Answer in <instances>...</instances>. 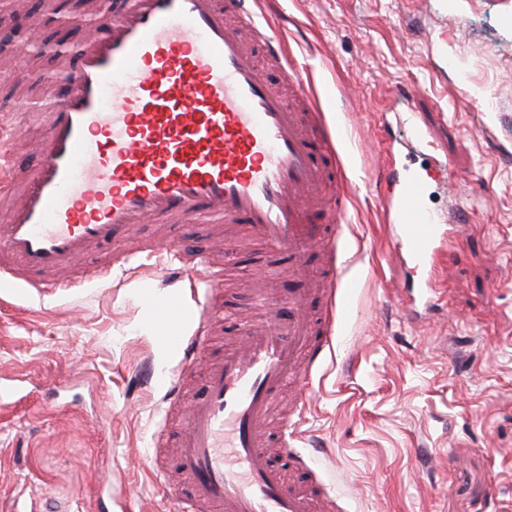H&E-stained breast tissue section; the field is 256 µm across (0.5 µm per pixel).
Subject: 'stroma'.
<instances>
[{
	"mask_svg": "<svg viewBox=\"0 0 512 512\" xmlns=\"http://www.w3.org/2000/svg\"><path fill=\"white\" fill-rule=\"evenodd\" d=\"M23 2L0 0V33L23 30L0 46L13 90L0 97V121L33 138L52 109L43 80L68 70L94 6ZM55 8L68 25L50 21ZM260 9L338 126L359 271L339 329L327 331L326 366L282 394L311 396L297 429L314 461L301 470L278 454L274 463L295 489L321 481L344 512H512V26L501 24L512 0H262ZM403 88L415 89L414 100ZM387 111L417 116L450 162L425 198L432 212L456 206L458 181L485 190L468 202L452 264L436 271V308L411 319L405 306L419 275L391 259L376 175L392 161L421 174L431 159L397 154ZM160 236L215 257L224 319L191 372L160 340L162 319L141 288L148 279L157 292L177 291L162 268L96 281L103 248L78 265L89 284L0 298V512H43L49 499L67 512H175L187 497L175 460L180 412L167 407L166 389L180 380L198 392L245 320L265 319L262 279L279 274L274 303L292 283L287 261L263 244L240 241L226 257L223 225L200 218L140 224L126 240ZM162 428L157 450L152 435Z\"/></svg>",
	"mask_w": 512,
	"mask_h": 512,
	"instance_id": "35a3bbf8",
	"label": "stroma"
}]
</instances>
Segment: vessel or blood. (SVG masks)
I'll use <instances>...</instances> for the list:
<instances>
[{
  "instance_id": "vessel-or-blood-1",
  "label": "vessel or blood",
  "mask_w": 512,
  "mask_h": 512,
  "mask_svg": "<svg viewBox=\"0 0 512 512\" xmlns=\"http://www.w3.org/2000/svg\"><path fill=\"white\" fill-rule=\"evenodd\" d=\"M257 39L297 99H311L282 36L247 0H114L44 135L27 139L0 123V188L17 197L0 224L1 289L56 293L55 272L127 227L189 216L245 224L254 240L288 255L297 286L287 307L245 325L241 347L225 351L186 412L178 465L194 497L184 512H313L312 497L290 489L272 464L267 429L275 394L325 359L326 341L311 339L308 253L321 224H346L347 194L326 197L325 126L285 102L254 59ZM21 147L37 157L34 168L14 164ZM380 179L390 188L382 199L390 242L404 266L427 271L416 303L431 308L440 288L433 271L466 214L430 213L418 173L388 166ZM162 257L168 273L206 291L193 306L177 293L148 294L174 315L163 340L187 367L223 316L206 290L209 259L156 246L102 265L97 277ZM356 282L350 268L337 270L325 288L329 311Z\"/></svg>"
}]
</instances>
